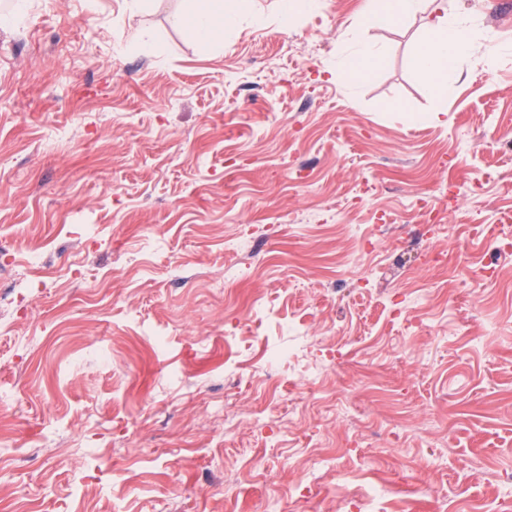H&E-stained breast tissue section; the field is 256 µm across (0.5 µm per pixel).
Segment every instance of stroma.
<instances>
[{"label": "stroma", "instance_id": "obj_1", "mask_svg": "<svg viewBox=\"0 0 512 512\" xmlns=\"http://www.w3.org/2000/svg\"><path fill=\"white\" fill-rule=\"evenodd\" d=\"M360 4L0 0V512H512V62L435 98ZM233 11L225 8L224 0H203L189 14L181 15L178 23L201 45H216L224 40V27L232 23ZM382 54L378 48L368 42H360L352 47L350 61L354 62L350 67L352 81L360 80L374 69L382 60Z\"/></svg>", "mask_w": 512, "mask_h": 512}]
</instances>
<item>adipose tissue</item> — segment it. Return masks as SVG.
I'll return each mask as SVG.
<instances>
[{
  "mask_svg": "<svg viewBox=\"0 0 512 512\" xmlns=\"http://www.w3.org/2000/svg\"><path fill=\"white\" fill-rule=\"evenodd\" d=\"M423 0H364L360 18L365 25L384 27L419 12ZM235 14L227 10L224 0H201L178 22L201 45H216L224 40V29ZM472 30L461 23L445 21L437 16L427 22V36L419 45L413 66L426 78L430 93L442 97L443 79L475 48Z\"/></svg>",
  "mask_w": 512,
  "mask_h": 512,
  "instance_id": "ef3b65f1",
  "label": "adipose tissue"
}]
</instances>
